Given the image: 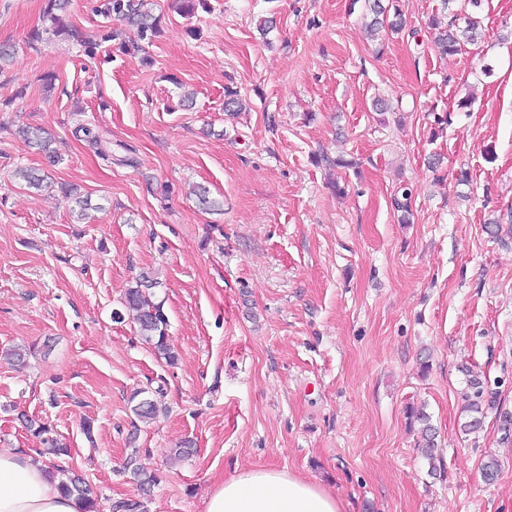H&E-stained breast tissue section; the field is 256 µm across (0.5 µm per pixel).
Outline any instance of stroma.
Returning a JSON list of instances; mask_svg holds the SVG:
<instances>
[{
  "label": "stroma",
  "instance_id": "stroma-1",
  "mask_svg": "<svg viewBox=\"0 0 512 512\" xmlns=\"http://www.w3.org/2000/svg\"><path fill=\"white\" fill-rule=\"evenodd\" d=\"M171 3L154 0L161 33L141 50L129 32L90 57L48 35L44 0H0V43L16 48L0 72V350L40 347L27 367L0 361V452L82 475L99 512L136 496L118 473L134 450L160 478L146 512H203L255 468L321 482L344 512H512L497 410L461 430L466 371L512 411V0H380L403 27L375 41L367 0H208L189 17ZM455 15L481 36L440 54L428 21ZM229 89L246 111L225 112ZM20 166L76 186L88 219L16 180ZM143 273L176 365L113 317ZM141 389L158 395L148 422ZM412 406L436 428L435 462ZM26 415L69 455L42 456ZM185 440L194 454L175 458Z\"/></svg>",
  "mask_w": 512,
  "mask_h": 512
}]
</instances>
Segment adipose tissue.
<instances>
[{
  "label": "adipose tissue",
  "instance_id": "1",
  "mask_svg": "<svg viewBox=\"0 0 512 512\" xmlns=\"http://www.w3.org/2000/svg\"><path fill=\"white\" fill-rule=\"evenodd\" d=\"M0 512H84L64 495L48 469L32 457L0 453ZM204 512H343L322 485L284 470H249L224 480L206 499Z\"/></svg>",
  "mask_w": 512,
  "mask_h": 512
}]
</instances>
